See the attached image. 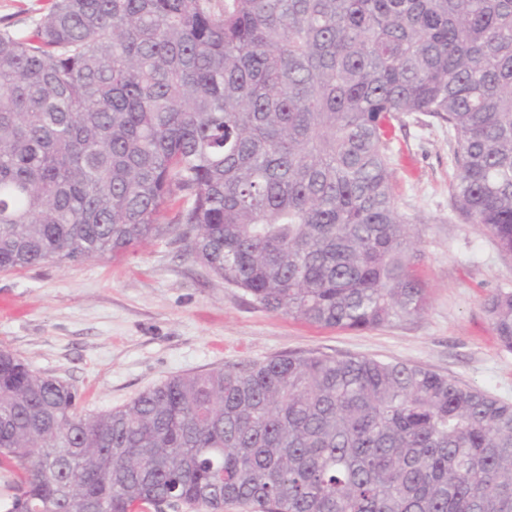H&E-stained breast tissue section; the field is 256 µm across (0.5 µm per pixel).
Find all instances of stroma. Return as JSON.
<instances>
[{
    "label": "stroma",
    "mask_w": 512,
    "mask_h": 512,
    "mask_svg": "<svg viewBox=\"0 0 512 512\" xmlns=\"http://www.w3.org/2000/svg\"><path fill=\"white\" fill-rule=\"evenodd\" d=\"M52 2L0 0V30L28 34ZM424 120L405 117L389 135L396 203L414 226L429 289L421 317L355 332L269 312L164 234L117 259L0 272V347L74 385L89 413L175 375L317 352L419 365L512 404V352L481 307L490 289L512 288V258L452 210L448 131Z\"/></svg>",
    "instance_id": "stroma-1"
}]
</instances>
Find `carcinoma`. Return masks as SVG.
I'll return each instance as SVG.
<instances>
[{
  "instance_id": "obj_1",
  "label": "carcinoma",
  "mask_w": 512,
  "mask_h": 512,
  "mask_svg": "<svg viewBox=\"0 0 512 512\" xmlns=\"http://www.w3.org/2000/svg\"><path fill=\"white\" fill-rule=\"evenodd\" d=\"M414 113L512 256V0H54L0 30V270L176 231L269 312L417 318L385 136ZM482 308L512 351V289ZM80 406L0 349L9 512H512V404L413 364L283 354Z\"/></svg>"
}]
</instances>
